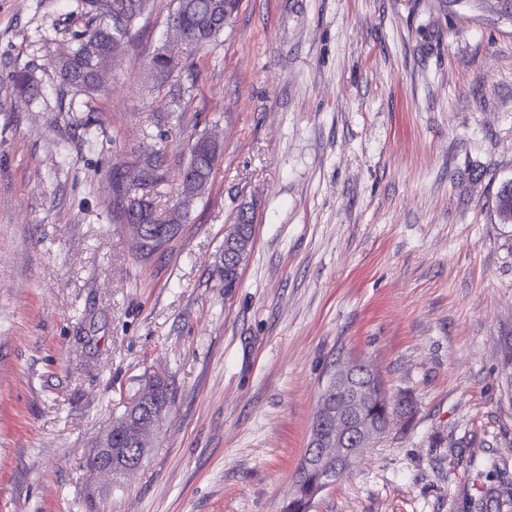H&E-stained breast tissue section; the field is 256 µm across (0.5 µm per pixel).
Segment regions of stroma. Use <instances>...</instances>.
<instances>
[{"label":"stroma","mask_w":512,"mask_h":512,"mask_svg":"<svg viewBox=\"0 0 512 512\" xmlns=\"http://www.w3.org/2000/svg\"><path fill=\"white\" fill-rule=\"evenodd\" d=\"M153 0L94 99L54 57L82 0H0V512H280L320 393L358 360L416 401L311 512H466L512 479V16L497 0H241L191 73L157 80ZM41 92L16 103L15 68ZM222 154L165 247L139 256L112 168ZM253 247L232 287L224 236ZM172 401L142 467L91 472L151 380Z\"/></svg>","instance_id":"35a3bbf8"}]
</instances>
